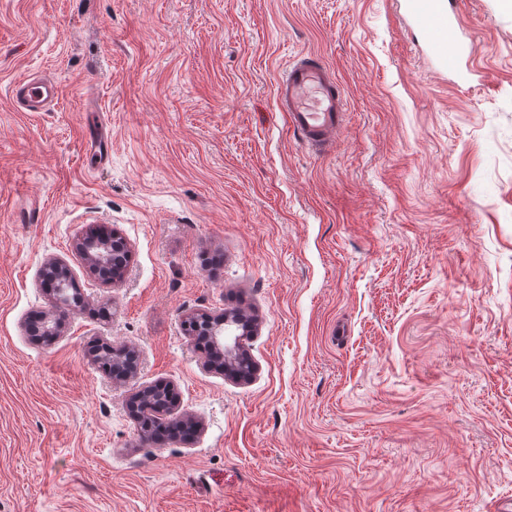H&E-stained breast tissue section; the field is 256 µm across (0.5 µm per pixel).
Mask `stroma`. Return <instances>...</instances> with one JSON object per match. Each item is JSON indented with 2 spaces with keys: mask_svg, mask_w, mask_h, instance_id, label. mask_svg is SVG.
Instances as JSON below:
<instances>
[{
  "mask_svg": "<svg viewBox=\"0 0 512 512\" xmlns=\"http://www.w3.org/2000/svg\"><path fill=\"white\" fill-rule=\"evenodd\" d=\"M483 84L422 56L396 0H0V512H494L512 497V7L463 0ZM349 112L333 152L275 101L299 54ZM44 76L59 105L20 112ZM107 141L98 160L96 141ZM125 238L123 281L73 253ZM84 306L44 345L40 271ZM243 310L257 366L183 327ZM139 357L113 381L88 354ZM160 382L191 441L144 443ZM10 95L27 112H43L59 101L61 88L49 78H29L12 83ZM98 346H99V348L97 349L95 354L91 353L92 357L94 355L95 361L98 362V359L100 358V356L107 355V357H109V359L112 362V366L108 363H100L99 365L103 370H108V366H109V370H111V368L113 367L115 372L122 373L121 376L126 377V378L128 376H131L132 374L136 373V371H137L136 357H135L136 355L133 354V358H134L133 365L131 366L130 369L126 370L122 366L121 359L119 357L122 358L124 353L129 352V351H127L124 348H116V347L112 346L111 343H108V342H102Z\"/></svg>",
  "mask_w": 512,
  "mask_h": 512,
  "instance_id": "stroma-1",
  "label": "stroma"
}]
</instances>
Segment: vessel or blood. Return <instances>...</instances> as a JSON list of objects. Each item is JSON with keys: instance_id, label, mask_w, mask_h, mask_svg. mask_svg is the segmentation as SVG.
Returning <instances> with one entry per match:
<instances>
[{"instance_id": "1", "label": "vessel or blood", "mask_w": 512, "mask_h": 512, "mask_svg": "<svg viewBox=\"0 0 512 512\" xmlns=\"http://www.w3.org/2000/svg\"><path fill=\"white\" fill-rule=\"evenodd\" d=\"M403 10L438 73L455 86L470 84L476 74L469 64L474 48L465 39L454 0H404ZM10 95L26 111L42 112L59 101L61 88L49 78H29L12 83ZM275 99L300 141L317 155L330 153L345 122L346 94L320 55L296 57L278 79Z\"/></svg>"}]
</instances>
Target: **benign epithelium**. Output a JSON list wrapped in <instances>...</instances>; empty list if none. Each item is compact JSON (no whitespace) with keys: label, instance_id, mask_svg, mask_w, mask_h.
Segmentation results:
<instances>
[{"label":"benign epithelium","instance_id":"7a95c632","mask_svg":"<svg viewBox=\"0 0 512 512\" xmlns=\"http://www.w3.org/2000/svg\"><path fill=\"white\" fill-rule=\"evenodd\" d=\"M128 251L129 244L115 235L86 236L76 239L73 243V252L85 267L101 277L109 271L112 272L114 284L121 281L125 274V266L118 265L119 256ZM41 275L44 287L53 296L54 309L34 317V322L28 325L27 330L32 336L52 341L63 333L64 313L76 311L82 304V298L77 290L71 288L74 276L66 260L58 257L48 259L43 265ZM196 318L205 323L207 334L212 338V352L206 359V364L212 365L220 360L224 362L225 373L234 380L240 382L251 379L256 372V366L244 350V340L253 335V324L245 317L237 321L222 311H202ZM124 353L126 349L103 342L99 344L94 357H109L114 371L128 377L136 373L137 365L134 364L129 369L124 368L121 364V356Z\"/></svg>","mask_w":512,"mask_h":512}]
</instances>
